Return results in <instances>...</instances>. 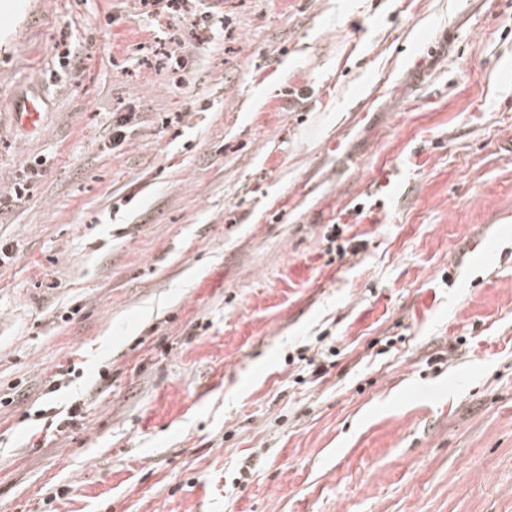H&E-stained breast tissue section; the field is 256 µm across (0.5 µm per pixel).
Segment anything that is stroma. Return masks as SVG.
Here are the masks:
<instances>
[{"label":"stroma","mask_w":512,"mask_h":512,"mask_svg":"<svg viewBox=\"0 0 512 512\" xmlns=\"http://www.w3.org/2000/svg\"><path fill=\"white\" fill-rule=\"evenodd\" d=\"M0 252V512H512V0H0ZM38 100L26 99L15 112H12L14 125L37 129L42 125L43 113Z\"/></svg>","instance_id":"stroma-1"}]
</instances>
